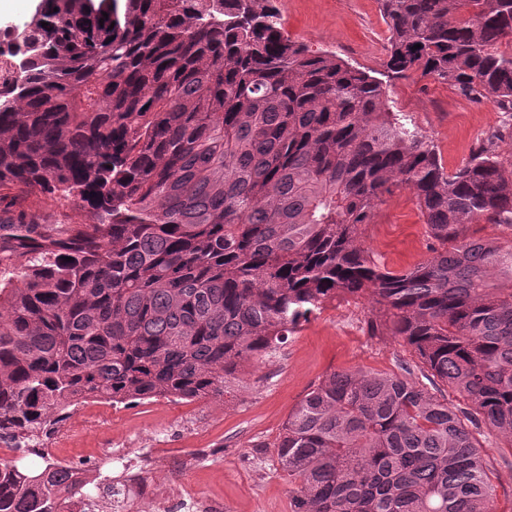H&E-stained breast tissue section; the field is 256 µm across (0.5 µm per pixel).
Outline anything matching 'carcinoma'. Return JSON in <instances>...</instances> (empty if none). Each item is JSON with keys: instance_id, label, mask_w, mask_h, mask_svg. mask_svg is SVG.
<instances>
[{"instance_id": "carcinoma-1", "label": "carcinoma", "mask_w": 512, "mask_h": 512, "mask_svg": "<svg viewBox=\"0 0 512 512\" xmlns=\"http://www.w3.org/2000/svg\"><path fill=\"white\" fill-rule=\"evenodd\" d=\"M388 78L419 72L505 114L446 172L383 82L285 34L273 0H41L0 78V512H67L40 447L67 410L224 397L311 316L366 297L372 336L403 341L468 402L397 375L332 372L275 453L290 512H496L468 425L512 449V0H378ZM108 19H103V14ZM47 26H42V23ZM419 44L421 48L413 49ZM412 193L431 257L387 270L358 242ZM88 202L86 221L41 213Z\"/></svg>"}]
</instances>
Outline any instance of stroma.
<instances>
[{"label": "stroma", "mask_w": 512, "mask_h": 512, "mask_svg": "<svg viewBox=\"0 0 512 512\" xmlns=\"http://www.w3.org/2000/svg\"><path fill=\"white\" fill-rule=\"evenodd\" d=\"M288 35L314 49L336 53L378 74L388 37L377 0H275ZM390 111L410 116L433 141L446 170L468 158L477 140L503 116L448 85L414 73L392 81ZM359 241L388 269L407 270L428 258L424 217L409 191L399 190L379 205ZM367 299H339L302 325L275 357L246 365L223 399L173 401L157 398L102 412L68 454L73 462L102 460L113 437L151 440L164 427L161 443L144 457L146 475L168 492L194 485L202 497L224 503V512H289L292 484L277 462L274 446L289 413L326 374L363 370L421 380L418 360L391 336H371ZM493 477L498 512H512V449L496 432L481 428Z\"/></svg>", "instance_id": "35a3bbf8"}]
</instances>
